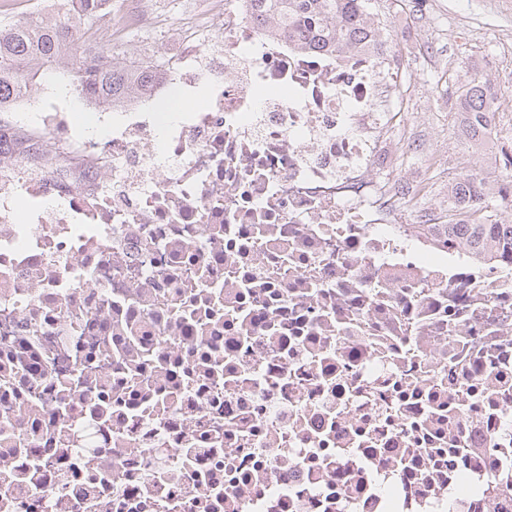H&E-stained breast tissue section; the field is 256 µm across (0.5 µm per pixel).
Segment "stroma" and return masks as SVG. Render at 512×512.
<instances>
[{
	"label": "stroma",
	"instance_id": "1",
	"mask_svg": "<svg viewBox=\"0 0 512 512\" xmlns=\"http://www.w3.org/2000/svg\"><path fill=\"white\" fill-rule=\"evenodd\" d=\"M382 40L398 78L390 110L396 166L386 183L415 190L417 207L448 204V178L460 157L489 170L500 141L463 155L448 118V98L466 78L462 58L501 86L512 87V0H377Z\"/></svg>",
	"mask_w": 512,
	"mask_h": 512
}]
</instances>
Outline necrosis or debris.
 <instances>
[{
	"label": "necrosis or debris",
	"mask_w": 512,
	"mask_h": 512,
	"mask_svg": "<svg viewBox=\"0 0 512 512\" xmlns=\"http://www.w3.org/2000/svg\"><path fill=\"white\" fill-rule=\"evenodd\" d=\"M197 0L169 114L0 108V512H512V254L407 224L381 46Z\"/></svg>",
	"instance_id": "obj_1"
}]
</instances>
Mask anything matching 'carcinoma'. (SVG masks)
Wrapping results in <instances>:
<instances>
[{"label":"carcinoma","mask_w":512,"mask_h":512,"mask_svg":"<svg viewBox=\"0 0 512 512\" xmlns=\"http://www.w3.org/2000/svg\"><path fill=\"white\" fill-rule=\"evenodd\" d=\"M105 0H77L74 14L63 20L42 15L6 18L0 22V105L38 89L50 66L64 62L59 85L89 104L114 105L125 97L133 79L151 87L160 82L158 65L149 60L125 63L114 52L81 42L96 24ZM249 20L261 26L276 19L308 47L343 52L370 36L366 26L378 14L374 0H250ZM512 91L501 88L478 70L451 94L450 116L462 149L476 153L498 135L494 109ZM498 189H486L485 178L468 164L459 167L448 186V222L431 214L435 224L422 229L451 239L467 236L475 258L490 261L512 252V224L493 221L501 205L512 206V152H503L497 167Z\"/></svg>","instance_id":"carcinoma-1"}]
</instances>
